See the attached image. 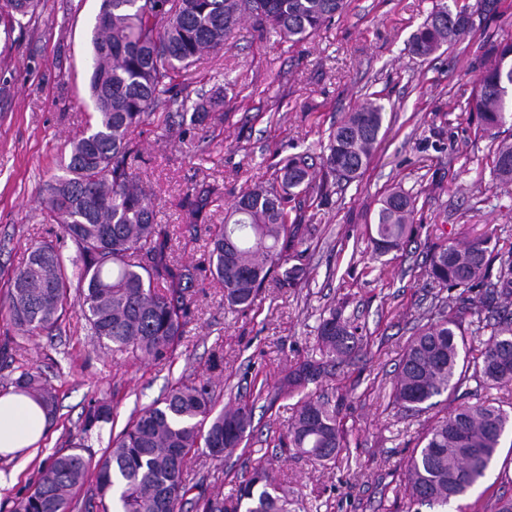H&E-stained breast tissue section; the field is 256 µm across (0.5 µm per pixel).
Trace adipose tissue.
Segmentation results:
<instances>
[{
    "label": "adipose tissue",
    "instance_id": "adipose-tissue-1",
    "mask_svg": "<svg viewBox=\"0 0 512 512\" xmlns=\"http://www.w3.org/2000/svg\"><path fill=\"white\" fill-rule=\"evenodd\" d=\"M48 417L33 398L7 393L0 396V456L31 448L44 435Z\"/></svg>",
    "mask_w": 512,
    "mask_h": 512
}]
</instances>
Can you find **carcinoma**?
Listing matches in <instances>:
<instances>
[{"instance_id": "obj_1", "label": "carcinoma", "mask_w": 512, "mask_h": 512, "mask_svg": "<svg viewBox=\"0 0 512 512\" xmlns=\"http://www.w3.org/2000/svg\"><path fill=\"white\" fill-rule=\"evenodd\" d=\"M40 0H0L5 35L37 18ZM346 0H102L92 30V69L88 91L91 112L72 140L63 174L45 182L42 203L47 218L76 247L77 285L54 240L34 244L16 271L5 305L11 324L25 335L52 336L76 303L91 335L114 353L165 359L182 341L198 269L172 253L169 227L157 220L151 198L134 168L138 147L132 133L159 110L177 119L181 139L209 117L223 98L219 88L193 94L178 81L183 70L204 54L224 50L228 35L243 20L259 36L274 34L294 45L312 37L341 15ZM461 10L442 0L413 34L409 50L427 59L469 33ZM469 102L477 129L488 132L512 120V41L489 50ZM385 106L370 100L346 113L328 135L322 183H316L312 158L288 157L270 180L242 193L215 227L208 261L224 289V303L250 310L272 279L295 288L307 278L299 263L308 227L291 213L312 199L328 178L352 182L370 163L383 126ZM495 178L512 184V141L504 138L491 153ZM217 188L193 185L180 196L186 230L208 221ZM415 200L395 188L383 197L371 235L375 251L398 250L414 231ZM490 240L477 238L461 247L437 244L428 260L430 279L442 288L478 290L477 304L461 302L417 326L402 354L393 402L404 412L422 414L435 398L452 396L466 382L512 385V312L499 299L512 296V250L499 257L496 281L487 280ZM495 316L490 338L467 359L463 320L469 314ZM358 328L336 311L319 325L316 352L287 365L279 390L290 395L331 374L336 363L363 354ZM15 391L33 397L48 414L56 413L57 393L34 371L21 372ZM105 401L89 405L83 441L49 457L15 512H74L78 490L89 486L87 512H181L195 473L188 461L205 455L221 461L240 447L252 426L249 406L217 408L209 381L178 384L134 416L109 439L97 459L85 456V441L111 420ZM512 414L500 404H461L436 417L404 464V492L414 505L443 507L464 496L495 460ZM281 447L322 464L336 461L347 447L338 410L307 398L279 437ZM296 501L277 483L273 470L259 464L239 481L234 497L216 490L194 503L196 512H293Z\"/></svg>"}]
</instances>
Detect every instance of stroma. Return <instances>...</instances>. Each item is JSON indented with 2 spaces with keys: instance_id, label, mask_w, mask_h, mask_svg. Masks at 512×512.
I'll return each instance as SVG.
<instances>
[{
  "instance_id": "obj_1",
  "label": "stroma",
  "mask_w": 512,
  "mask_h": 512,
  "mask_svg": "<svg viewBox=\"0 0 512 512\" xmlns=\"http://www.w3.org/2000/svg\"><path fill=\"white\" fill-rule=\"evenodd\" d=\"M473 11L470 34L429 59L409 51V40L437 0H348L332 24L298 46L279 38L259 39L242 22L221 56H206L183 72L192 89L223 87L224 103L211 120L182 143L159 111L134 133L140 179L161 223L167 224L175 257L208 265L209 232L185 237L177 201L194 182H218L211 221L223 223L228 202L255 182L269 179L271 165L295 153L321 163L328 133L344 115L376 94L385 120L374 157L358 181L339 183L314 217L304 262L303 287L266 283L244 313L224 305V291L208 283L194 297L182 343L170 358L137 361L88 336L79 309H70L54 337L18 332L0 315V395L22 369L34 368L58 395L56 418L36 451L0 459L13 473L0 485V512L36 479L40 463L66 439H80L90 401L106 400L112 420L102 438L90 441L93 457L107 448L139 410L174 384L209 377L221 402L240 399L252 409L253 430L222 462L193 459L196 486L182 512L210 491L222 471L232 492L257 461L279 465V478L303 512H408L402 458L427 424L393 402L398 363L422 314L431 306L455 305L458 289L439 287L426 272V254L437 240L460 244L484 236L512 247V185L498 183L489 154L494 136L476 131L466 109L480 63L490 44L512 40V0L490 7L458 0ZM101 0H42L40 16L21 33L0 63V299L35 243L59 238L65 260L74 244L60 239L47 221L40 189L70 155L69 141L83 130L90 78V37ZM399 187L416 198L415 223L422 229L400 249L377 255L369 226L379 201ZM336 309L358 326L367 347L351 364L306 391L283 397L277 387L287 361L310 353L321 314ZM339 407L347 448L334 465L286 455L278 437L306 395ZM512 496V435H504L486 477L448 512H491L498 498Z\"/></svg>"
}]
</instances>
